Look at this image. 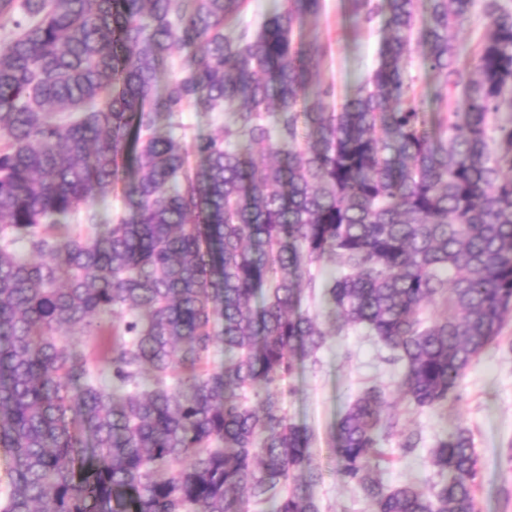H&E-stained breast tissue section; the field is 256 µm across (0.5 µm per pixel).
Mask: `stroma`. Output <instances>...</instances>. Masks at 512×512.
Masks as SVG:
<instances>
[{"label": "stroma", "mask_w": 512, "mask_h": 512, "mask_svg": "<svg viewBox=\"0 0 512 512\" xmlns=\"http://www.w3.org/2000/svg\"><path fill=\"white\" fill-rule=\"evenodd\" d=\"M487 23L478 2L456 35L464 74L473 71ZM385 27L382 16L372 26L357 25L348 11L347 0H323L320 12L307 19L305 36L318 38L327 47L326 56L318 63L316 78L334 85L336 95L331 106L341 105L374 68ZM322 321L332 336L319 355V365L284 382L283 404L294 422L314 432L315 461L323 480L313 493L326 512H372L358 493L342 483L331 438L347 404L374 381L386 387L400 421L398 430L383 443L386 459L381 470L387 485L411 481L428 487L436 479L429 454L436 437L462 426L472 434L482 471L476 491L478 512H512V319L506 321L497 341L482 351L468 369L457 389V398L438 410H416L398 401L396 383L403 367L385 362L384 350L364 330L335 328L333 317L328 315ZM411 432L420 434L421 443L414 454L407 456L400 445Z\"/></svg>", "instance_id": "1"}]
</instances>
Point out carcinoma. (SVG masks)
I'll return each instance as SVG.
<instances>
[{
  "label": "carcinoma",
  "mask_w": 512,
  "mask_h": 512,
  "mask_svg": "<svg viewBox=\"0 0 512 512\" xmlns=\"http://www.w3.org/2000/svg\"><path fill=\"white\" fill-rule=\"evenodd\" d=\"M245 2L0 0V512H323L280 389L327 345L304 302L403 364L419 409L512 317V124H491L512 111V10L485 0L462 83L449 32L475 0H349L387 30L331 111L333 86L310 93L325 46L301 35L322 0L254 28ZM416 45L457 91L433 119L404 77ZM189 107L231 119L188 150ZM387 405L373 384L346 406L343 483L373 512H477L465 427L430 449L445 481L384 484Z\"/></svg>",
  "instance_id": "obj_1"
}]
</instances>
